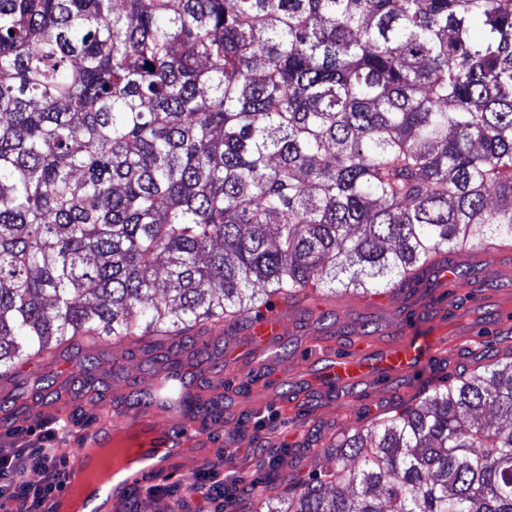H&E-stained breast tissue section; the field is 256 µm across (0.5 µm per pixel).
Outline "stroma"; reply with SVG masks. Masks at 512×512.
I'll list each match as a JSON object with an SVG mask.
<instances>
[{
  "instance_id": "stroma-1",
  "label": "stroma",
  "mask_w": 512,
  "mask_h": 512,
  "mask_svg": "<svg viewBox=\"0 0 512 512\" xmlns=\"http://www.w3.org/2000/svg\"><path fill=\"white\" fill-rule=\"evenodd\" d=\"M452 259L470 268L467 278L444 284L429 271L413 288L374 295L322 287L314 299L286 304L288 336L269 361L256 359L251 346L228 349L214 337L208 348L190 343L171 357L143 348L135 336L117 352L107 338L86 374H71L68 354L31 357L0 382V410L12 417L8 431L0 432V448L29 445L52 426L53 408L41 405L43 396L67 405L73 424L85 427L95 419L89 389H97L103 403L127 405L168 368L186 364L191 391L212 384L219 394L214 413L201 418L208 445L173 461L157 493L137 498L133 512H161V503L184 497L186 485L214 464L224 475L218 512H255L258 501L241 482L269 487L273 500L286 498L289 484L334 467L320 452L334 435L369 428L417 404L419 391L439 386L442 377L474 368L476 357L512 349V249L471 246ZM403 324L410 335L437 342L405 374L345 391L319 381L322 352H343L361 340L387 346L395 340L391 327Z\"/></svg>"
}]
</instances>
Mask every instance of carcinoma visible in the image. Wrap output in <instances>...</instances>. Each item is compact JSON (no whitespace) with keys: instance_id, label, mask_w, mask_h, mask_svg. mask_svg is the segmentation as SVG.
<instances>
[{"instance_id":"cac0c4a2","label":"carcinoma","mask_w":512,"mask_h":512,"mask_svg":"<svg viewBox=\"0 0 512 512\" xmlns=\"http://www.w3.org/2000/svg\"><path fill=\"white\" fill-rule=\"evenodd\" d=\"M512 243V0H0V380ZM259 512H512V358Z\"/></svg>"}]
</instances>
